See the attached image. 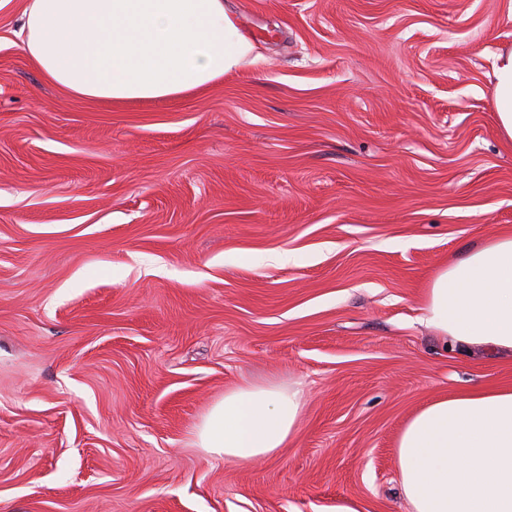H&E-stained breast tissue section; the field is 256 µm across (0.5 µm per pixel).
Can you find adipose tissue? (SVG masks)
Masks as SVG:
<instances>
[{"label": "adipose tissue", "instance_id": "1", "mask_svg": "<svg viewBox=\"0 0 512 512\" xmlns=\"http://www.w3.org/2000/svg\"><path fill=\"white\" fill-rule=\"evenodd\" d=\"M19 47L46 81L98 102L168 101L201 90L255 54L224 0H27ZM492 103L512 142V48L494 62ZM440 336L512 351V234L441 268L423 300ZM300 387L225 391L197 429L208 455L238 464L276 455L300 421ZM395 466L410 512H512V387L437 397L406 421Z\"/></svg>", "mask_w": 512, "mask_h": 512}]
</instances>
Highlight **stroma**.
Here are the masks:
<instances>
[{"label":"stroma","instance_id":"obj_1","mask_svg":"<svg viewBox=\"0 0 512 512\" xmlns=\"http://www.w3.org/2000/svg\"><path fill=\"white\" fill-rule=\"evenodd\" d=\"M23 2L0 9V512H409L407 418L512 386V353L422 320L436 271L512 233V0H227L259 60L123 106L43 79ZM269 383L305 392L286 448L197 447L226 390ZM492 103L502 138L512 142V48L500 50L494 62Z\"/></svg>","mask_w":512,"mask_h":512}]
</instances>
